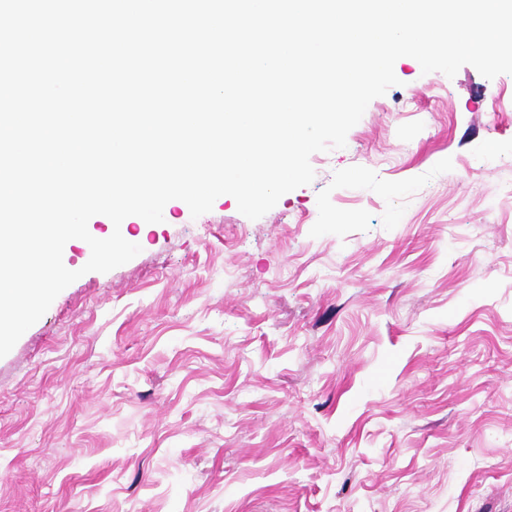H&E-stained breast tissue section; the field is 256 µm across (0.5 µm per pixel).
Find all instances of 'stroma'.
<instances>
[{"label":"stroma","instance_id":"obj_1","mask_svg":"<svg viewBox=\"0 0 512 512\" xmlns=\"http://www.w3.org/2000/svg\"><path fill=\"white\" fill-rule=\"evenodd\" d=\"M394 72L261 218L72 241L0 358V512H512V75Z\"/></svg>","mask_w":512,"mask_h":512}]
</instances>
